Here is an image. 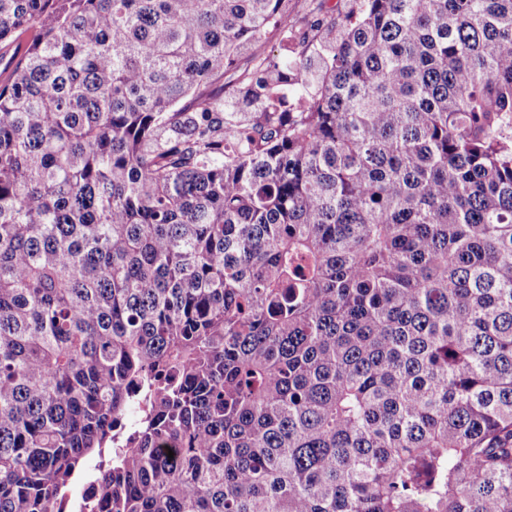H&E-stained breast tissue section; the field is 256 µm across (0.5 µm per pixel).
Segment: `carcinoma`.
<instances>
[{
    "mask_svg": "<svg viewBox=\"0 0 512 512\" xmlns=\"http://www.w3.org/2000/svg\"><path fill=\"white\" fill-rule=\"evenodd\" d=\"M275 25L0 0V512H512V0Z\"/></svg>",
    "mask_w": 512,
    "mask_h": 512,
    "instance_id": "obj_1",
    "label": "carcinoma"
}]
</instances>
